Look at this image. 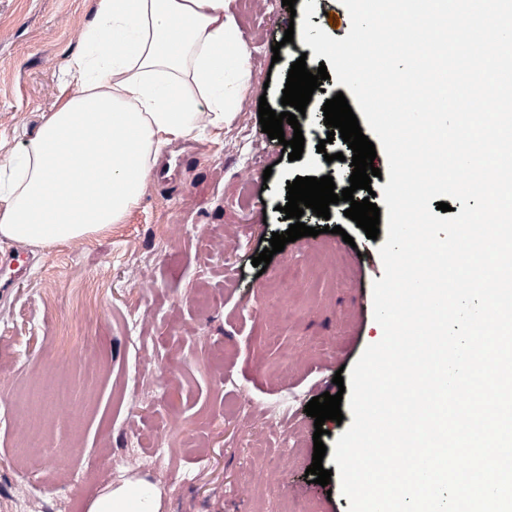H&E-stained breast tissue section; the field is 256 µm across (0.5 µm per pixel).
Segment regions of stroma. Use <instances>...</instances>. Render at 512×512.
I'll return each instance as SVG.
<instances>
[{
  "label": "stroma",
  "mask_w": 512,
  "mask_h": 512,
  "mask_svg": "<svg viewBox=\"0 0 512 512\" xmlns=\"http://www.w3.org/2000/svg\"><path fill=\"white\" fill-rule=\"evenodd\" d=\"M251 77L219 140H179L124 223L91 240L33 249L0 300V512H79L98 488L155 484L161 512H347L340 483H311L306 404L375 343L373 284L386 233L369 239L336 205L265 272L252 259L289 223L288 182L346 185L342 138L300 118L301 159L259 123L281 110L302 40L280 54L282 0H227ZM89 0H0V157L53 110ZM96 339L87 347L83 337Z\"/></svg>",
  "instance_id": "35a3bbf8"
}]
</instances>
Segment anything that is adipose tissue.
Listing matches in <instances>:
<instances>
[{
    "instance_id": "obj_1",
    "label": "adipose tissue",
    "mask_w": 512,
    "mask_h": 512,
    "mask_svg": "<svg viewBox=\"0 0 512 512\" xmlns=\"http://www.w3.org/2000/svg\"><path fill=\"white\" fill-rule=\"evenodd\" d=\"M72 77L19 152L0 159V240L34 248L123 223L164 145L221 133L250 77L224 0H93ZM82 512H161L145 481L107 485Z\"/></svg>"
}]
</instances>
